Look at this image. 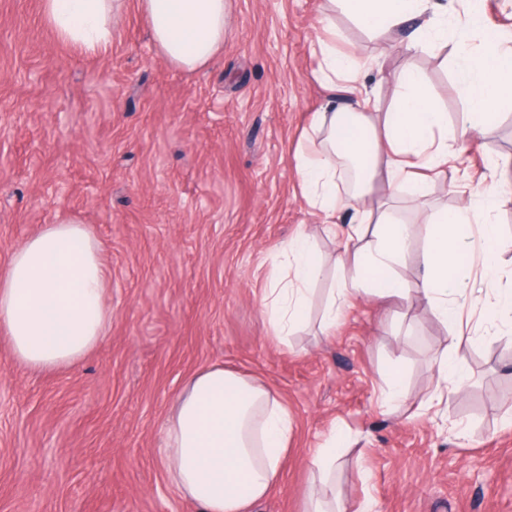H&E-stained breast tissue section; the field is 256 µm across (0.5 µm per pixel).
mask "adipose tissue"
Returning <instances> with one entry per match:
<instances>
[{
	"label": "adipose tissue",
	"mask_w": 512,
	"mask_h": 512,
	"mask_svg": "<svg viewBox=\"0 0 512 512\" xmlns=\"http://www.w3.org/2000/svg\"><path fill=\"white\" fill-rule=\"evenodd\" d=\"M228 0H137L138 11L159 55L170 64L197 71L224 49ZM340 9L372 32L415 24L409 49L434 45L455 26L458 66L471 108L456 128L436 105L426 80L414 70L387 78L392 108L381 111L379 97L364 91L361 67L340 56L336 44L320 40L323 64L318 78L335 86L344 80L346 104L328 96L314 112L310 129L294 154L298 181L311 207L325 218L326 230L342 236L334 261V301L322 324L333 329L353 291L382 299H407L409 283L396 271L412 247L414 225L389 218L367 205L378 176L387 185L406 183L416 206H424L432 173L448 162L449 141L480 144L499 108L512 102V61L496 40L479 50L467 39L479 29L474 5L449 15L442 0H338ZM126 0H42L43 15L57 37L91 53L112 45L114 20ZM356 204L347 228L339 221L346 198ZM472 208L432 211L423 231L420 287L433 313L455 322L461 308L482 305L487 322L512 325V291H498L482 302L483 285L470 277L473 255H482L485 283L498 275L499 232L484 222L472 229ZM282 278L260 299L272 334L287 339L304 321L312 285L325 273L309 236L292 238L282 251ZM105 269L100 243L85 225L71 220L47 224L12 254L0 273V333L15 357L35 368L52 369L79 361L108 331ZM472 336H451L437 359L435 396L459 393L467 381L460 364L462 346ZM293 420L268 386L248 375L208 367L191 376L175 400L164 429V459L172 484L203 512H252L281 477ZM335 441L310 458L313 484L307 512H371L369 501L353 510L336 505Z\"/></svg>",
	"instance_id": "obj_1"
}]
</instances>
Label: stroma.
<instances>
[{
    "mask_svg": "<svg viewBox=\"0 0 512 512\" xmlns=\"http://www.w3.org/2000/svg\"><path fill=\"white\" fill-rule=\"evenodd\" d=\"M126 0L108 53L61 44L41 0H0V268L42 225L68 219L101 242L107 336L78 362L35 370L0 337V512H200L171 484L163 427L184 381L221 366L279 393L294 421L280 482L254 512H304L312 448L342 429L337 502L377 512H512V327L479 323L460 356L464 392L427 406L432 358L454 329L411 293H357L329 336L327 269L308 319L272 336L260 296L281 246L338 243L303 198L293 151L328 90L311 46L333 13L336 51L366 67L423 74L456 123L469 107L454 48L405 55L407 31L375 34L328 0H229L224 50L189 73L155 49ZM433 179L429 209L476 204L507 179L491 212L501 285L512 288V104ZM469 173V194L454 189ZM400 400L384 404L392 363Z\"/></svg>",
    "mask_w": 512,
    "mask_h": 512,
    "instance_id": "35a3bbf8",
    "label": "stroma"
}]
</instances>
